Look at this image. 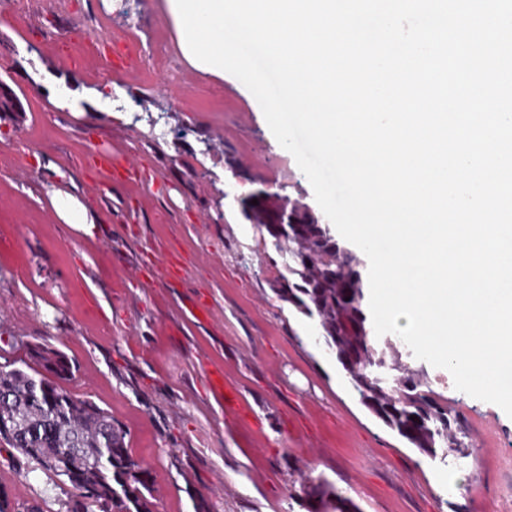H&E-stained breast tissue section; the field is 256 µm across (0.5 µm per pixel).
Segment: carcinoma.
I'll use <instances>...</instances> for the list:
<instances>
[{
    "mask_svg": "<svg viewBox=\"0 0 512 512\" xmlns=\"http://www.w3.org/2000/svg\"><path fill=\"white\" fill-rule=\"evenodd\" d=\"M254 199L258 204H251ZM287 200L258 187L246 195L241 209L257 229L258 243L273 247L282 258V269L271 282L273 293L316 322L318 343L335 358L361 403L388 428L431 458L470 457L474 449L468 426L435 398L424 369L404 363L396 342L375 336L364 306L360 260L304 209H296L292 223H282ZM29 358L21 368L0 371V394L7 390L13 395L9 407L0 400V413L18 414L26 428L23 437L5 443L37 469L66 478L73 489L66 512H156L150 467L133 457L127 431L107 410L63 388L61 382L73 374L64 356L57 355V370L33 350ZM109 427L112 453L100 450L95 458L70 451L75 441L97 448ZM86 483L99 486L101 495H86ZM298 496L305 512H362L321 474L302 476ZM0 512L44 509L37 501L15 507L0 491Z\"/></svg>",
    "mask_w": 512,
    "mask_h": 512,
    "instance_id": "1",
    "label": "carcinoma"
}]
</instances>
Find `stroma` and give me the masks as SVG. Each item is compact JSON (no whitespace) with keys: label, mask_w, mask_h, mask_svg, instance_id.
Wrapping results in <instances>:
<instances>
[{"label":"stroma","mask_w":512,"mask_h":512,"mask_svg":"<svg viewBox=\"0 0 512 512\" xmlns=\"http://www.w3.org/2000/svg\"><path fill=\"white\" fill-rule=\"evenodd\" d=\"M177 41L163 0H0V79L25 106L0 116V365L34 346L63 354L65 389L111 413L150 467L157 512H303L288 497L300 471L362 512H512V417L428 367L476 451L419 453L273 294L281 258L257 248L234 199L262 182L312 206L313 189L252 93L192 67ZM114 83L119 109L56 105L63 89ZM99 148L136 163L135 179L101 175ZM52 188L88 205L91 232L58 221ZM172 256L185 273L167 283ZM212 369L248 412L206 387ZM1 488L45 512H66L72 493L2 443Z\"/></svg>","instance_id":"35a3bbf8"}]
</instances>
